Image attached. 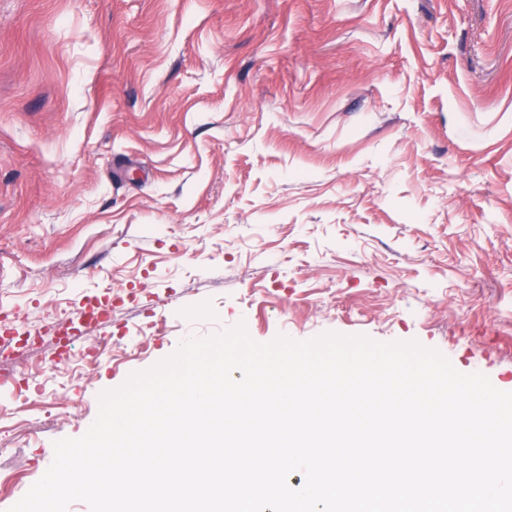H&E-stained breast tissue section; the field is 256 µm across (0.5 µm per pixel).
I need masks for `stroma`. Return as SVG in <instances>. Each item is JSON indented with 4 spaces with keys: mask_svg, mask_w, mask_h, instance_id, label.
<instances>
[{
    "mask_svg": "<svg viewBox=\"0 0 512 512\" xmlns=\"http://www.w3.org/2000/svg\"><path fill=\"white\" fill-rule=\"evenodd\" d=\"M0 312L40 332L0 356V512L240 323L512 392V0H0Z\"/></svg>",
    "mask_w": 512,
    "mask_h": 512,
    "instance_id": "obj_1",
    "label": "stroma"
}]
</instances>
